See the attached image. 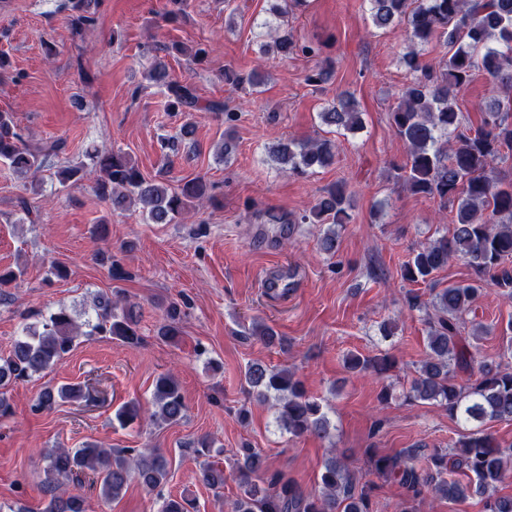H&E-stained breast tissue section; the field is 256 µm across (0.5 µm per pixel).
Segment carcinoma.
Returning <instances> with one entry per match:
<instances>
[{
    "label": "carcinoma",
    "instance_id": "1",
    "mask_svg": "<svg viewBox=\"0 0 512 512\" xmlns=\"http://www.w3.org/2000/svg\"><path fill=\"white\" fill-rule=\"evenodd\" d=\"M268 17L258 26L272 39L259 45L262 56L287 58L298 52L315 56L319 48L301 42L280 20L288 8L305 0H268ZM375 28L401 32L399 60L411 79L398 93L389 113L394 134L406 145L403 165L394 166L397 178L413 193L439 199L452 213V229L412 249L401 270L410 283L432 284L435 275L454 259L465 261L475 277L467 283L431 289L430 299L407 297L408 308L424 313L428 328L424 357L419 361L408 398L436 404L448 414L477 429L464 435L452 448L424 446L406 448L394 455H374L370 473L384 481H394L415 500L428 492L436 500L462 503L478 496L486 512H512V496L499 494V486L512 471V447H503L490 432L482 429L487 421L512 422V367L495 364L480 354L478 341L495 332L490 325H472L465 333V316L484 292L486 285L512 299V178L502 174L497 164L512 159V0H367ZM99 0H60L59 10L68 13L70 35L84 39L94 25L91 6ZM434 44L446 48L441 57L424 60ZM155 62L147 74L150 82L164 89L166 108L188 117L179 132L163 143L172 153L192 140L195 125L189 116L210 112L236 121V110L222 101H200L189 79L171 77L160 54L176 53L188 57L193 66L203 65L209 49L188 51L179 42L159 44ZM483 70L491 83L490 103L481 109L478 126L469 125L458 106L456 93L471 80L474 71ZM262 73L253 69L244 74L224 70V82L237 88L257 87ZM318 117L329 128L327 135L314 141L289 140L269 148V157L292 176H306L336 162V136L356 132L362 127L361 112L355 98L346 93L327 103ZM61 139L29 143L11 112H0V161L15 173L26 175L46 167L63 153ZM98 172L96 192L112 210L136 207L153 224H178L190 209L206 200L211 184L204 176L183 181L173 187L160 173L148 179L128 154L120 150L95 149L87 153ZM351 193L343 181L325 190L302 213L273 218L281 224H325L320 238L322 251L338 250L336 228L347 223ZM95 317L82 324L65 308L24 324V337L17 339L8 354L0 357V417L10 413L4 389L17 380H26L61 362L84 336H114L126 343L140 340L136 305L121 304L98 295L93 302ZM179 304L165 310L166 324L161 338L174 342L180 336ZM267 346L280 345L283 337L273 327L255 323L247 330ZM347 366L355 372L370 371L382 376L396 364L385 353L373 358L352 354ZM245 390L262 401L274 397L271 408L275 421L299 437L329 435L331 422L323 406L310 397L303 383L289 370L251 362L244 370ZM80 386L45 388L38 404L50 407L56 399H86ZM154 410L150 420L160 426L180 421L185 401L180 384L171 373L157 377L153 391ZM240 493L231 512H372L370 493L374 484L359 485L344 463L331 455L325 459L320 475V494L304 492L281 472L269 473L267 458L249 443L237 449ZM44 486L50 496L45 512H86L79 494L66 493V486L78 474L89 470L95 475L99 494L107 500L119 498L131 473L153 492L167 482L166 458L155 450L136 448H53L46 453ZM198 481L218 491L224 488V469L204 463ZM160 512H198L186 497L170 495L162 500Z\"/></svg>",
    "mask_w": 512,
    "mask_h": 512
}]
</instances>
